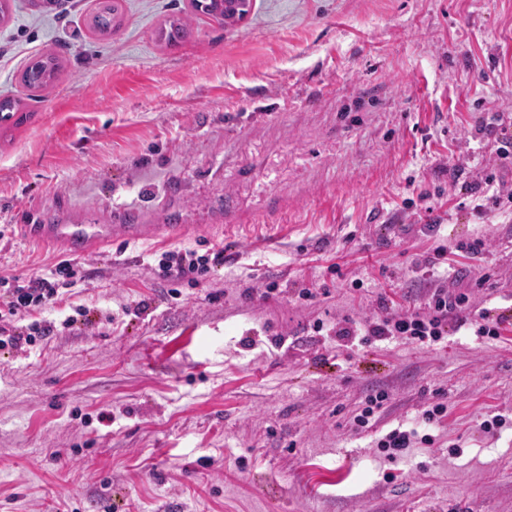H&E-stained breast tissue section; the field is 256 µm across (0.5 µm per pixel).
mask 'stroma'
Masks as SVG:
<instances>
[{
    "label": "stroma",
    "instance_id": "1",
    "mask_svg": "<svg viewBox=\"0 0 512 512\" xmlns=\"http://www.w3.org/2000/svg\"><path fill=\"white\" fill-rule=\"evenodd\" d=\"M101 2L9 0L0 21V99L36 115L0 148V276L63 258L22 224L185 234L73 257L77 285L40 314L54 336L0 348V512H512V329L336 333L438 287L512 311V197L480 217L470 190L512 187V127L488 133L512 109V0H252L232 26L120 0L109 37L87 25ZM46 52L62 69L29 90ZM175 248L224 265L163 277ZM80 308L92 325L64 326ZM396 428L433 442L388 459Z\"/></svg>",
    "mask_w": 512,
    "mask_h": 512
}]
</instances>
